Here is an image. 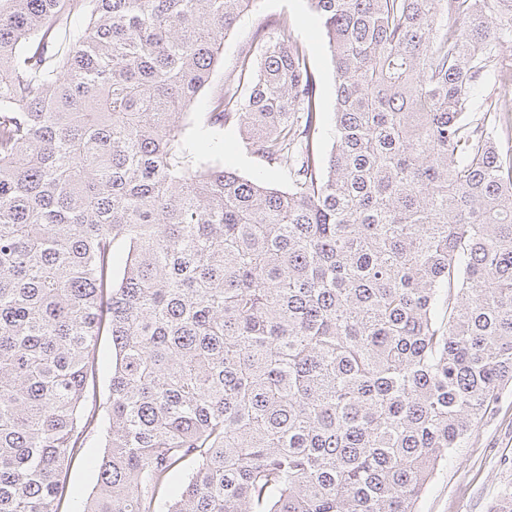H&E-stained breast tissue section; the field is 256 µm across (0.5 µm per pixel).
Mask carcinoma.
Segmentation results:
<instances>
[{
  "instance_id": "carcinoma-1",
  "label": "carcinoma",
  "mask_w": 512,
  "mask_h": 512,
  "mask_svg": "<svg viewBox=\"0 0 512 512\" xmlns=\"http://www.w3.org/2000/svg\"><path fill=\"white\" fill-rule=\"evenodd\" d=\"M253 2L0 0V512H414L512 386V0H307L330 130L284 18L203 97ZM224 139V152L219 158L211 153H204L201 158L204 162L215 164L219 161L224 166L231 167L241 176L249 178L262 170H267L264 161L257 155L248 152L241 140L239 128L236 125H225L220 129ZM98 356L99 362H102V365L100 364L95 389V402L93 404H95L96 413L102 415L104 414V407L108 397L109 374L106 365L112 358V344L109 336H101L98 345ZM104 448L97 444L93 437L90 448H84L82 453L71 464L68 472V494L65 497L60 512L75 510L76 501L86 499L93 490L96 482V472L92 466V459L102 455Z\"/></svg>"
}]
</instances>
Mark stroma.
Returning <instances> with one entry per match:
<instances>
[{
	"mask_svg": "<svg viewBox=\"0 0 512 512\" xmlns=\"http://www.w3.org/2000/svg\"><path fill=\"white\" fill-rule=\"evenodd\" d=\"M287 18L298 38L308 48V65L317 80L324 114L335 107L334 72L330 53L322 38L320 23L306 0H256L255 7L243 14L234 30L224 40L223 56L217 66L215 81L232 78L245 54L251 53V35L264 22ZM224 152L203 154L206 162H221L241 176L249 178L264 170L265 163L248 152L239 129L225 125L220 129ZM100 445L83 449L68 472V494L61 512H73L77 500L88 497L96 482L92 466L102 455ZM512 487V389L499 397L492 413L472 432L466 447L456 449L447 466L433 475L415 505V512H489L500 493Z\"/></svg>",
	"mask_w": 512,
	"mask_h": 512,
	"instance_id": "stroma-1",
	"label": "stroma"
}]
</instances>
